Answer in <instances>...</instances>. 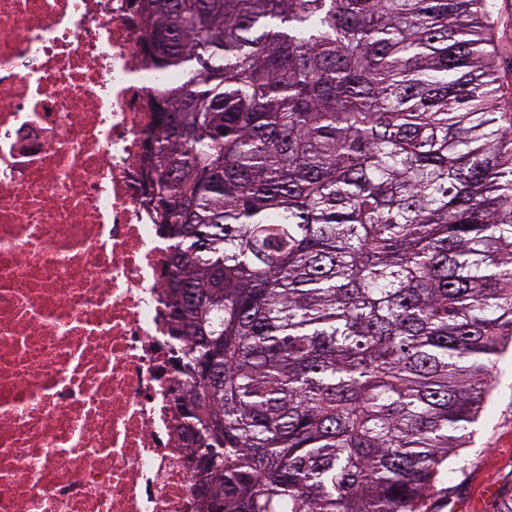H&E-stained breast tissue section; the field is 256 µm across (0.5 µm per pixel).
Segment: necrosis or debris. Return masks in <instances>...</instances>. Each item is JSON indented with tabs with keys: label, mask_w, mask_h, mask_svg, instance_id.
<instances>
[{
	"label": "necrosis or debris",
	"mask_w": 512,
	"mask_h": 512,
	"mask_svg": "<svg viewBox=\"0 0 512 512\" xmlns=\"http://www.w3.org/2000/svg\"><path fill=\"white\" fill-rule=\"evenodd\" d=\"M135 0H0V512H202Z\"/></svg>",
	"instance_id": "necrosis-or-debris-1"
}]
</instances>
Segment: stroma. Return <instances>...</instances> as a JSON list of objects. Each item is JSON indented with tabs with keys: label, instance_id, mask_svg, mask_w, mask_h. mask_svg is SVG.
I'll use <instances>...</instances> for the list:
<instances>
[{
	"label": "stroma",
	"instance_id": "35a3bbf8",
	"mask_svg": "<svg viewBox=\"0 0 512 512\" xmlns=\"http://www.w3.org/2000/svg\"><path fill=\"white\" fill-rule=\"evenodd\" d=\"M493 396L448 479L452 512H499L512 498V353L499 361Z\"/></svg>",
	"mask_w": 512,
	"mask_h": 512
}]
</instances>
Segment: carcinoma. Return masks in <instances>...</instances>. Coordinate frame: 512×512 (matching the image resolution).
Wrapping results in <instances>:
<instances>
[{
	"label": "carcinoma",
	"mask_w": 512,
	"mask_h": 512,
	"mask_svg": "<svg viewBox=\"0 0 512 512\" xmlns=\"http://www.w3.org/2000/svg\"><path fill=\"white\" fill-rule=\"evenodd\" d=\"M205 512H430L512 347L493 0H138Z\"/></svg>",
	"instance_id": "carcinoma-1"
}]
</instances>
